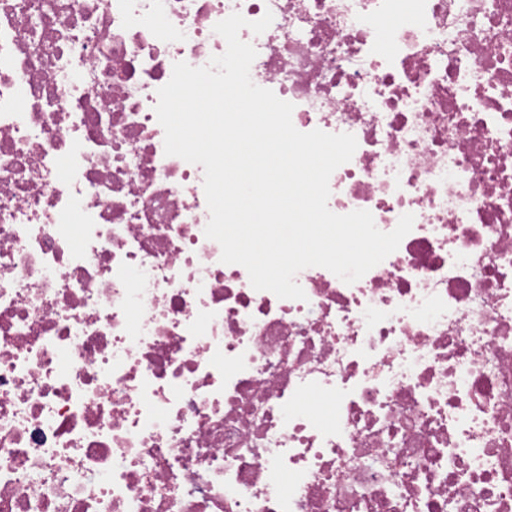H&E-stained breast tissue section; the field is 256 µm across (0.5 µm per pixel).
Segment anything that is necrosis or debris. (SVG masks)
Segmentation results:
<instances>
[{
	"mask_svg": "<svg viewBox=\"0 0 512 512\" xmlns=\"http://www.w3.org/2000/svg\"><path fill=\"white\" fill-rule=\"evenodd\" d=\"M350 133L399 248L221 261L157 91L223 54ZM0 512H512V0H0Z\"/></svg>",
	"mask_w": 512,
	"mask_h": 512,
	"instance_id": "necrosis-or-debris-1",
	"label": "necrosis or debris"
}]
</instances>
